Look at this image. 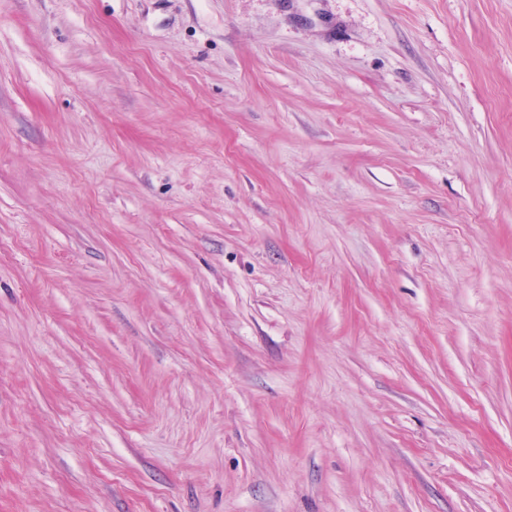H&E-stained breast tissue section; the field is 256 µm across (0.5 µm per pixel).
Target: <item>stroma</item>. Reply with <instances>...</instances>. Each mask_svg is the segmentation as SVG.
<instances>
[{"label": "stroma", "mask_w": 512, "mask_h": 512, "mask_svg": "<svg viewBox=\"0 0 512 512\" xmlns=\"http://www.w3.org/2000/svg\"><path fill=\"white\" fill-rule=\"evenodd\" d=\"M0 512H512V0H0Z\"/></svg>", "instance_id": "35a3bbf8"}]
</instances>
